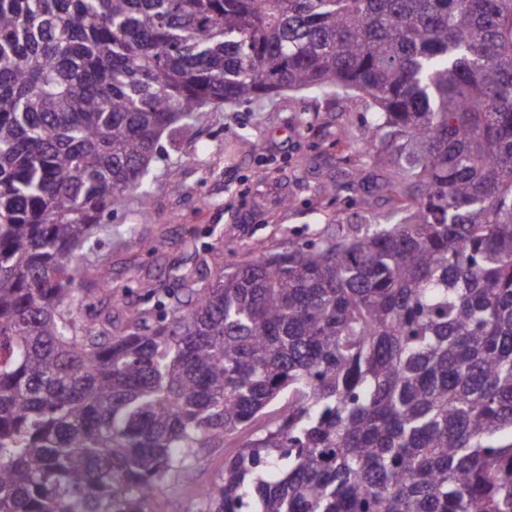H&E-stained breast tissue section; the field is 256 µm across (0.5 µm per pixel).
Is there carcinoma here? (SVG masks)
Listing matches in <instances>:
<instances>
[{
	"instance_id": "cac0c4a2",
	"label": "carcinoma",
	"mask_w": 512,
	"mask_h": 512,
	"mask_svg": "<svg viewBox=\"0 0 512 512\" xmlns=\"http://www.w3.org/2000/svg\"><path fill=\"white\" fill-rule=\"evenodd\" d=\"M374 112L384 218L94 307L204 109ZM0 512H512V0H0ZM241 440H228L222 448H198L191 479L167 484L159 493L153 509L157 512H188L200 487L218 482L224 471V459L235 453ZM226 446V448H225Z\"/></svg>"
}]
</instances>
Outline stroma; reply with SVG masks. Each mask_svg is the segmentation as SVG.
Masks as SVG:
<instances>
[{
	"label": "stroma",
	"mask_w": 512,
	"mask_h": 512,
	"mask_svg": "<svg viewBox=\"0 0 512 512\" xmlns=\"http://www.w3.org/2000/svg\"><path fill=\"white\" fill-rule=\"evenodd\" d=\"M372 117L357 99L285 92L255 106L208 108L176 140L161 138L167 159L152 170L148 207L132 200L109 219L114 237L102 250L116 297L131 300L139 281L192 265L206 243L222 245L228 262L245 247H295L389 211L384 168L351 147ZM243 137L251 151L242 150ZM130 227L139 243L127 248L119 234ZM237 446L199 449L190 480L167 484L155 512H190L198 489L219 481Z\"/></svg>",
	"instance_id": "stroma-1"
}]
</instances>
